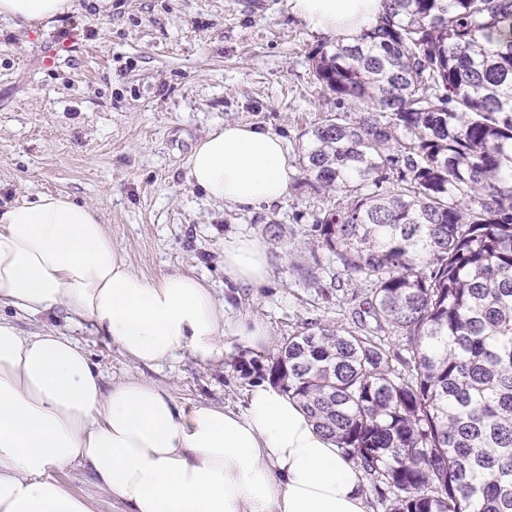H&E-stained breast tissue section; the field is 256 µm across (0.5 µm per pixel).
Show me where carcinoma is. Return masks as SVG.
Here are the masks:
<instances>
[{
	"instance_id": "obj_1",
	"label": "carcinoma",
	"mask_w": 512,
	"mask_h": 512,
	"mask_svg": "<svg viewBox=\"0 0 512 512\" xmlns=\"http://www.w3.org/2000/svg\"><path fill=\"white\" fill-rule=\"evenodd\" d=\"M309 60L334 109L303 184L338 199L307 235L407 356L312 322L268 378L390 512H512V0H384Z\"/></svg>"
}]
</instances>
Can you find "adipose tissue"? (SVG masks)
<instances>
[{"label":"adipose tissue","mask_w":512,"mask_h":512,"mask_svg":"<svg viewBox=\"0 0 512 512\" xmlns=\"http://www.w3.org/2000/svg\"><path fill=\"white\" fill-rule=\"evenodd\" d=\"M74 0H0V19L48 23ZM311 30L350 43L374 27L383 0H289ZM191 186L213 203L248 209L288 194L293 169L279 134L224 123L188 159ZM265 244H224V277L262 287ZM37 316L63 309L151 366L190 350L215 363L224 339L254 352L270 344L257 321L230 322L210 282L173 272L135 273L98 210L67 194L0 207V512H97L92 497L53 478L90 470L124 512H368L366 476L320 433L301 405L268 382L243 413L200 403L183 410L154 382L103 388L84 348L48 328L25 336L3 309Z\"/></svg>","instance_id":"obj_1"}]
</instances>
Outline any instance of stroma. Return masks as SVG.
I'll use <instances>...</instances> for the list:
<instances>
[{"label": "stroma", "instance_id": "obj_1", "mask_svg": "<svg viewBox=\"0 0 512 512\" xmlns=\"http://www.w3.org/2000/svg\"><path fill=\"white\" fill-rule=\"evenodd\" d=\"M326 40L288 0H78L47 26L0 19V206L43 192L94 205L136 273L206 277L228 318L262 322L272 345L256 354L229 336L222 362L187 350L149 368L64 311L5 317L25 335L51 326L76 340L103 387L143 377L187 411L205 402L244 411L276 344L308 321L361 319L375 329L363 282L325 294L300 273L314 265L307 226L335 193L295 180L284 199L239 209L210 202L187 180L196 142L227 122L276 132L298 161L332 106L309 62ZM240 235L269 250L262 287L224 281V242Z\"/></svg>", "mask_w": 512, "mask_h": 512}]
</instances>
